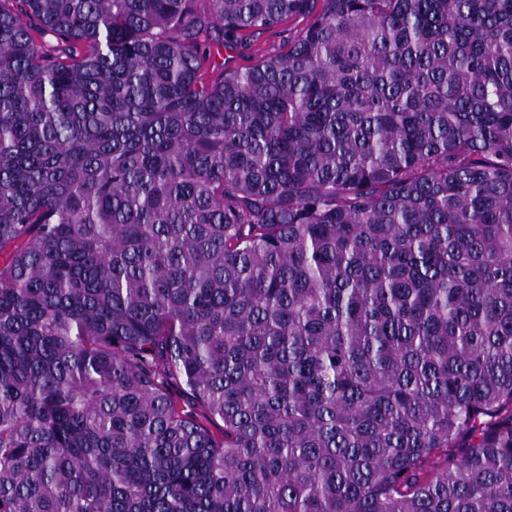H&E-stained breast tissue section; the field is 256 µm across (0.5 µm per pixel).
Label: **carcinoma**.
Returning <instances> with one entry per match:
<instances>
[{
	"instance_id": "cac0c4a2",
	"label": "carcinoma",
	"mask_w": 512,
	"mask_h": 512,
	"mask_svg": "<svg viewBox=\"0 0 512 512\" xmlns=\"http://www.w3.org/2000/svg\"><path fill=\"white\" fill-rule=\"evenodd\" d=\"M0 512H512V0H0ZM304 24V21L296 19L275 29L256 31L250 34L247 40L235 49L214 45L212 65L208 68L209 75L213 72L216 76L222 67L243 68L251 64L263 52L286 49L288 47V36L294 35Z\"/></svg>"
}]
</instances>
